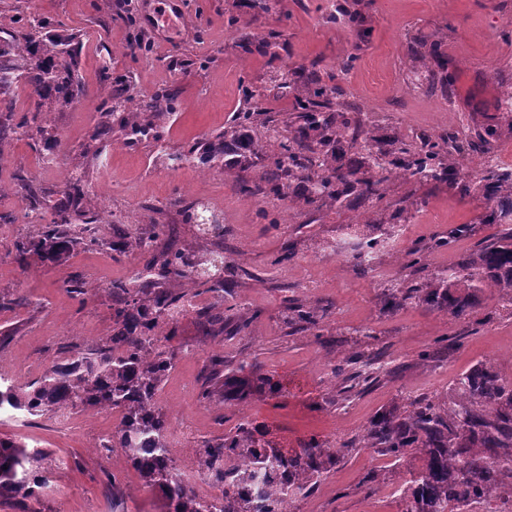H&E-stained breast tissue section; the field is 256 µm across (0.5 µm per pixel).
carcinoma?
I'll use <instances>...</instances> for the list:
<instances>
[{"label": "carcinoma", "instance_id": "1", "mask_svg": "<svg viewBox=\"0 0 512 512\" xmlns=\"http://www.w3.org/2000/svg\"><path fill=\"white\" fill-rule=\"evenodd\" d=\"M330 21L359 28V16L343 0H336ZM43 29L46 21L0 13V140L10 136L35 141L43 135L38 118L52 103L70 98L78 72L80 42L76 37L34 40L20 28ZM429 44L434 66L427 67L426 84L415 87L428 92L453 94L455 75L438 41ZM26 74L34 105L19 121H13L14 101L10 98L17 75ZM278 99L294 95L297 116L277 123L264 99L248 89L245 106L235 113L230 126L213 135L204 149L209 161L224 158L229 146L241 160L226 164L239 169L240 192L254 197L268 189L280 199L307 206L362 210L361 221L347 225L355 236L349 257L360 267L385 251L384 225L390 223L381 186L394 174L406 182L413 176L430 178L429 184L457 188L461 183L455 156L466 151L485 153L494 130L485 127L463 133H413L403 138L380 141L370 135V117L341 100L338 77L322 79L317 70L309 73L303 93H295L288 72L279 78ZM119 120L120 136L131 143L153 136L156 125L145 119L164 115L158 103L134 104L127 98ZM260 153L268 163L249 170L247 158ZM479 198L503 234L483 241L456 265L420 283L390 288L397 303L415 300L461 319L476 312L478 293L494 289L512 303V173L497 167L463 184ZM86 196L76 182L53 203L45 205L52 222L37 232L15 239L17 262L35 255L41 261L63 264L79 246H95L99 240L85 235L87 225L108 223L105 211L86 207ZM471 227L460 224L448 235L435 239L442 248L457 238L470 235ZM166 224L153 225L145 237L133 225L112 231V249L139 255L154 278L112 284V336L88 349H74L57 361L36 381L0 386V410L11 409L31 416L73 413L107 405L121 414L107 447L121 450L146 487L159 490L164 512H291L292 505L327 479L336 457L345 449L379 448L400 459L413 451L422 466L402 488V512H504L512 504V380L493 366L479 363L450 388L446 396L409 397L403 409L384 413L365 427L358 444L350 441L325 448L311 439L292 450L274 454L257 437L249 421L239 422L223 436L203 441L197 463L216 489V496L196 494L184 486L169 456V419L155 396L172 370L175 353L172 336H157L156 329L188 296L209 293L213 302L196 311L200 325L209 336H222L228 325L241 331L250 316L224 293L231 288L241 262H226L224 247L207 253L156 243L168 236ZM425 249L413 245L402 254L403 267L425 265ZM290 321L318 332L323 329L324 309L295 302L288 308ZM384 353L367 355L349 352L331 367L333 379L371 384L385 366ZM209 363L224 373V393L244 401L262 386L242 376L245 365L222 354ZM49 483L45 453L15 438H0V499H15L21 512H38L28 502L39 499Z\"/></svg>", "mask_w": 512, "mask_h": 512}]
</instances>
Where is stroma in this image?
I'll list each match as a JSON object with an SVG mask.
<instances>
[{
  "instance_id": "stroma-1",
  "label": "stroma",
  "mask_w": 512,
  "mask_h": 512,
  "mask_svg": "<svg viewBox=\"0 0 512 512\" xmlns=\"http://www.w3.org/2000/svg\"><path fill=\"white\" fill-rule=\"evenodd\" d=\"M330 0H0V11L47 21L33 35L78 36L80 86L71 100L45 113L43 141H7L0 145V374L29 383L71 348L94 346L112 335V284L129 278L133 255L108 246L76 248L64 264L14 258L17 236L31 233L24 214L33 199L58 197L73 172L92 194L91 202L110 216L99 228L111 237L116 224L132 222L140 231L166 224L182 249L206 250L186 221L181 198L209 204L224 224L229 251L255 242L246 255L247 271L235 278L232 295L252 313L247 329L234 336H209L196 316L171 331L174 369L156 394L168 414H181L192 426L175 436L176 462H195L202 440L233 428L237 409L224 399L223 381H210L209 358L216 353L245 363L246 375L267 378L286 390L284 403L268 394L246 406L264 441L276 448H297L309 439L329 441L360 434L382 413L403 406L407 395L447 394L478 362L491 363L512 377V310L489 295L466 320L406 302L389 307L385 290L394 280L410 279L398 254L380 253L375 265L361 269L332 251L314 248V239L339 240L352 212L291 208V222L271 227L265 212L283 208L270 192L247 204L224 168L202 165L195 152L227 127L244 105V91L265 94L277 118L292 111L288 99L267 91L281 70L291 72L303 90L311 65L332 73L352 51L356 66L342 75L347 101L368 112L371 132L385 139L412 132L444 133L475 125L495 131L491 151L512 167V114L498 111L502 93L512 86V0H350L365 15L367 40L355 31L327 23ZM250 21L251 32L278 35L274 54L245 49L230 18ZM440 42L458 78L451 108L438 97L413 88L408 80L412 35ZM111 89L119 99L150 101L169 93L172 110L156 138L124 143L100 125V98ZM54 154V167L42 165ZM183 156L181 167L166 169L169 155ZM421 205L406 206L397 227L399 247L428 243L460 224L469 236L430 250L421 277L456 264L480 240L498 233L474 196L447 187L407 183L386 185L387 203L407 194ZM294 247L295 254L277 267L273 258ZM288 279H281V272ZM84 280L89 292L74 297L61 287L64 277ZM315 282L309 295L307 282ZM298 299L326 308L322 336L288 322V301ZM377 333L374 347L384 349L387 368L379 381L346 401H337L329 378L331 363L354 348L362 330ZM448 348L441 359H424L439 338ZM118 415L107 407L71 414L59 426L55 414L27 418L0 412V437L23 440L48 452L50 483L39 498V512H161L158 491L145 487L139 473L117 451L100 448ZM421 462L416 454L394 460L376 448L345 453L330 476L293 512H401L395 493Z\"/></svg>"
}]
</instances>
